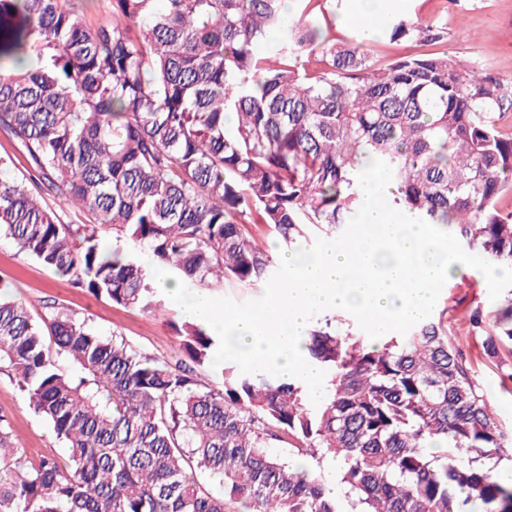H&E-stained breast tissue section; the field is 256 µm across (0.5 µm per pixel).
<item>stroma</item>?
I'll use <instances>...</instances> for the list:
<instances>
[{
    "mask_svg": "<svg viewBox=\"0 0 512 512\" xmlns=\"http://www.w3.org/2000/svg\"><path fill=\"white\" fill-rule=\"evenodd\" d=\"M389 4L392 12L417 16L426 25L445 26L446 37L438 43V50L512 79V0H389ZM0 290L21 301L33 316L43 315L46 303L53 302L85 318L99 335L124 338L137 351L166 362L183 356L175 327L182 324L184 316L175 302L168 300L161 308L141 311L94 298L74 288L68 278L20 252L4 236H0ZM462 297L491 307L482 272L468 266L454 269L436 306H452ZM450 340L485 381L498 414L512 423V391L501 388L495 364L480 355L464 321L453 320ZM1 414L7 417L31 458L64 457L62 444L23 398L15 381L4 373H0Z\"/></svg>",
    "mask_w": 512,
    "mask_h": 512,
    "instance_id": "1",
    "label": "stroma"
}]
</instances>
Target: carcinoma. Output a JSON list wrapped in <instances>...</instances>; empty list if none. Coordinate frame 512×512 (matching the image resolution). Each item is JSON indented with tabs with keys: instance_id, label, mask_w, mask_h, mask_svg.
Masks as SVG:
<instances>
[{
	"instance_id": "carcinoma-1",
	"label": "carcinoma",
	"mask_w": 512,
	"mask_h": 512,
	"mask_svg": "<svg viewBox=\"0 0 512 512\" xmlns=\"http://www.w3.org/2000/svg\"><path fill=\"white\" fill-rule=\"evenodd\" d=\"M71 0H0V129L37 189L78 208L65 224L25 182L0 179V234L96 298L155 309L147 249L200 286H266L288 249L336 236L360 209L358 174L393 177L394 208L512 267V82L446 52L373 61L331 38L321 0H109L83 25ZM391 42L444 32L406 15ZM112 234L115 246L103 242ZM40 321L0 295V372L67 448L32 460L0 416V512H512L506 430L449 340L448 309L378 341L326 319L303 348L328 374L313 405L297 381L243 374L184 321L168 363L49 304ZM468 330L512 388V288ZM77 364L75 378L55 357ZM307 462L275 455L278 446ZM340 462L333 481L313 471ZM217 483L221 492L213 491Z\"/></svg>"
}]
</instances>
